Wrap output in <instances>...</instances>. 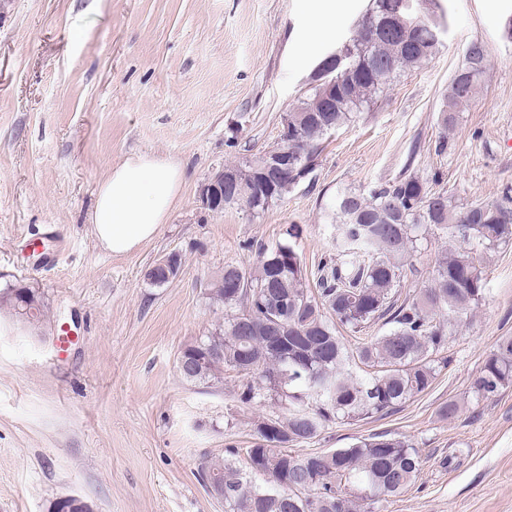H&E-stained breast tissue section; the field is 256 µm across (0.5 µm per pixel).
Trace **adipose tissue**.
I'll list each match as a JSON object with an SVG mask.
<instances>
[{
	"instance_id": "obj_1",
	"label": "adipose tissue",
	"mask_w": 512,
	"mask_h": 512,
	"mask_svg": "<svg viewBox=\"0 0 512 512\" xmlns=\"http://www.w3.org/2000/svg\"><path fill=\"white\" fill-rule=\"evenodd\" d=\"M184 182L179 165L153 155L124 160L98 188L91 220L94 237L112 254L135 251L158 234Z\"/></svg>"
}]
</instances>
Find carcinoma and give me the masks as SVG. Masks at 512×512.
<instances>
[{
	"mask_svg": "<svg viewBox=\"0 0 512 512\" xmlns=\"http://www.w3.org/2000/svg\"><path fill=\"white\" fill-rule=\"evenodd\" d=\"M442 24L427 7L410 40L372 38L360 30L338 50L341 66L327 69L288 112V153L315 166L323 142L369 109L390 81L414 71L442 46ZM487 50L475 41L455 72L441 108L443 126L473 99L485 72ZM389 72L375 81L377 67ZM356 70L344 80L331 111H322L324 85ZM268 151L225 165L252 170ZM297 183L283 181L272 198L253 193L250 181L224 189V204L244 205L258 215L290 193ZM335 251L318 265L316 288L309 287L299 253L288 239L261 251L244 268L226 264L207 289V304L229 315L193 342L200 354L214 352L199 371L183 374L193 383L219 384L224 372L243 377L239 398L266 402L275 393L285 411L269 419L277 434L257 424V442L246 449V466L236 464L238 449L207 457L198 468L202 483L213 479L224 488L225 512H370V506L395 496L416 479L419 451L406 438L388 433L361 438L348 448L292 454L284 447L306 443L336 421H356L386 414L425 393L448 364L442 356L448 327L468 317L484 298L486 276L479 255L512 241V194L495 204L472 203L457 211L455 200L432 190L414 175L401 174L368 193L345 192L334 203ZM448 237V248L435 259L430 283L405 297L398 287L427 230ZM0 310L13 314L23 306L13 289L0 291ZM382 321L389 330L360 338L348 351L337 327L359 333ZM373 369L367 378L349 370L352 361ZM512 385V337L500 340L487 355L473 393L481 398ZM272 485L261 488L254 479Z\"/></svg>",
	"mask_w": 512,
	"mask_h": 512,
	"instance_id": "obj_1",
	"label": "carcinoma"
}]
</instances>
